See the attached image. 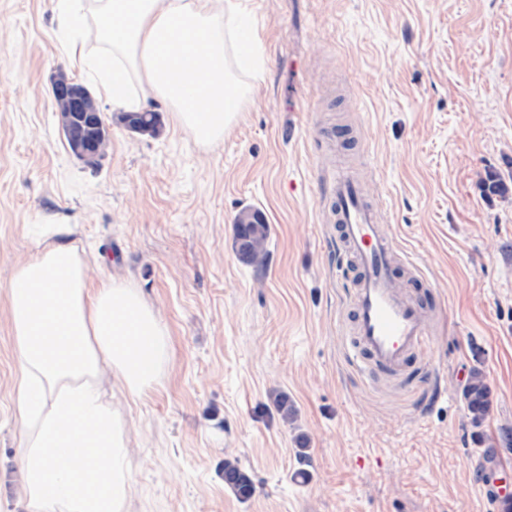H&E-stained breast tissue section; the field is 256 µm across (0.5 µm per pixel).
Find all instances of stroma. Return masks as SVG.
<instances>
[{
  "label": "stroma",
  "mask_w": 512,
  "mask_h": 512,
  "mask_svg": "<svg viewBox=\"0 0 512 512\" xmlns=\"http://www.w3.org/2000/svg\"><path fill=\"white\" fill-rule=\"evenodd\" d=\"M263 80L218 145L151 101L159 136L99 98L111 146H67L50 87L74 58L52 0H0V283L54 224L91 285L133 281L169 331L159 384L124 412L128 512H504L512 495V0H237L233 52ZM354 172L395 276L428 315L405 376L356 364L328 184ZM268 225L243 263L234 224ZM494 395L481 428L461 392ZM15 357L0 293V512H17ZM287 398L294 410L277 407ZM497 447L487 460L483 449ZM237 458L254 493L224 485ZM462 398L475 428H480L490 412L493 398L484 373L479 369H472L462 391Z\"/></svg>",
  "instance_id": "obj_1"
}]
</instances>
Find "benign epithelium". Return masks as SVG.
<instances>
[{
  "mask_svg": "<svg viewBox=\"0 0 512 512\" xmlns=\"http://www.w3.org/2000/svg\"><path fill=\"white\" fill-rule=\"evenodd\" d=\"M52 86L56 95L69 103V112L61 125L72 143L74 154L88 165L96 164L107 145V136L101 132V111L97 101L76 81L61 84L56 76Z\"/></svg>",
  "mask_w": 512,
  "mask_h": 512,
  "instance_id": "7a95c632",
  "label": "benign epithelium"
}]
</instances>
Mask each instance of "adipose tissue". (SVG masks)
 Here are the masks:
<instances>
[{
	"instance_id": "1",
	"label": "adipose tissue",
	"mask_w": 512,
	"mask_h": 512,
	"mask_svg": "<svg viewBox=\"0 0 512 512\" xmlns=\"http://www.w3.org/2000/svg\"><path fill=\"white\" fill-rule=\"evenodd\" d=\"M55 4L76 32L94 30L100 47L86 65L114 106L139 111L159 98L201 143L223 140L246 99L227 51L235 0ZM69 234L59 228L37 246L4 288L17 358L20 501L24 512H127V425L100 380L111 375L130 399L143 398L169 361V332L132 283L90 287Z\"/></svg>"
}]
</instances>
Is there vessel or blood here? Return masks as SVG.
<instances>
[{
	"label": "vessel or blood",
	"mask_w": 512,
	"mask_h": 512,
	"mask_svg": "<svg viewBox=\"0 0 512 512\" xmlns=\"http://www.w3.org/2000/svg\"><path fill=\"white\" fill-rule=\"evenodd\" d=\"M331 198L340 231L338 254L354 273L353 351L391 374L404 373L426 342V316L402 292L393 273V237L355 176L338 175Z\"/></svg>",
	"instance_id": "vessel-or-blood-1"
}]
</instances>
